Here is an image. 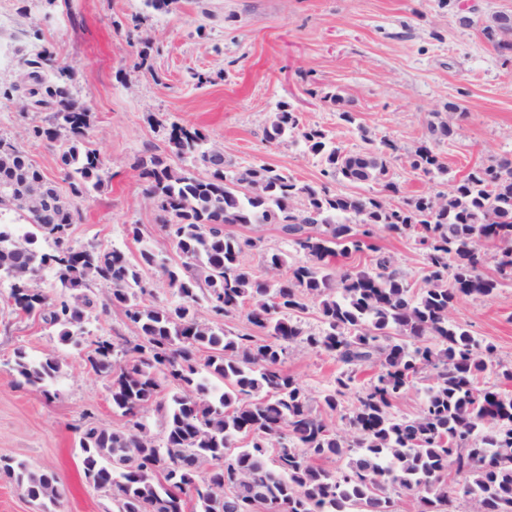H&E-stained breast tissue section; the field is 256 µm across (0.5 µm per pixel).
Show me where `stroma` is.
Wrapping results in <instances>:
<instances>
[{"instance_id": "stroma-1", "label": "stroma", "mask_w": 512, "mask_h": 512, "mask_svg": "<svg viewBox=\"0 0 512 512\" xmlns=\"http://www.w3.org/2000/svg\"><path fill=\"white\" fill-rule=\"evenodd\" d=\"M473 23H458L462 14ZM498 14L512 15V0H176L156 11L146 0H0V137L22 145L54 182H62L57 148L31 138L49 113L28 108L20 95L4 96L23 58L49 47L74 73L73 93L90 109V147L106 162L100 188L78 206L71 228L79 247L117 248L138 259L153 244L157 261H177L144 197L140 158L165 151L159 120L202 127L210 147L223 152L228 169L267 165L303 184L333 193L381 194L376 183L327 180L321 159L298 139L267 142L265 130L280 106L301 125L322 128L346 150L361 132L399 147L392 176L400 187L394 203L444 194L473 167L512 156V53L493 47L482 29ZM147 60H140L143 45ZM208 75L199 83V75ZM340 95L336 105L332 95ZM354 113V123L340 110ZM452 121L451 139L433 148L447 167L426 175L410 168L408 155L429 123ZM139 235H132L131 226ZM230 233L259 240L245 261L264 273L265 251H290L275 224H233ZM370 250L332 258L343 270L368 265L373 250L420 287L425 251L414 239L376 230ZM11 284L0 282V458L53 472L62 493L58 512H117L86 479L75 429L91 421L116 429L123 417L112 408L109 382L86 362L87 344H65L42 320L17 310ZM98 306L90 312L93 334L135 340L120 314L102 313L108 290L94 284ZM452 320L480 343L494 344L501 364L512 366V283L484 298H461ZM53 354L63 374L50 395L20 386L10 372L17 350ZM285 368L312 400L331 387L343 366L327 353L290 348Z\"/></svg>"}]
</instances>
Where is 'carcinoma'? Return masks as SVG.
Returning <instances> with one entry per match:
<instances>
[{"instance_id":"cac0c4a2","label":"carcinoma","mask_w":512,"mask_h":512,"mask_svg":"<svg viewBox=\"0 0 512 512\" xmlns=\"http://www.w3.org/2000/svg\"><path fill=\"white\" fill-rule=\"evenodd\" d=\"M484 35L512 49V16H495ZM23 65L24 80L3 94L20 92L34 110L52 114L51 125L33 127L31 136L58 146L67 190L21 145L0 137V211L18 213L31 227L20 235L0 222V270H30L24 288L11 291L13 304L39 314L63 343L87 334V314L96 307L88 288L96 282L108 287L102 312H120L138 331L133 344L99 336L87 354L91 370L109 381L112 409L125 424L77 428L84 474L118 512H184L189 501L195 512H395L393 492L411 498L416 512H459L463 502L475 512H512V393L481 385L493 370L512 383V367L497 370L495 345L480 344L451 318L460 298L486 297L512 281L511 157L472 170L434 201L418 195L396 205L388 200L399 193L391 173L399 147L391 139L364 134L366 146L348 151L331 145L322 129L300 126L284 106L265 130L270 143L300 137L322 157L327 177L382 185L384 194L366 196L302 184L266 165L229 171L203 129L173 122L167 157L139 161L146 197L180 257L161 266L177 300L153 304V250L133 262L116 249L72 244L78 200L101 187L106 163L86 146L91 113L71 92V69L47 48ZM428 132L434 142L454 135L446 121ZM187 155L204 174L168 162ZM409 163L425 175L445 169L429 141ZM36 181L45 201L30 209L23 195ZM227 224H278L303 260L281 277L282 254L268 252L262 277L243 263L258 240L227 232ZM376 226L424 247V287L414 289L383 253L369 267H331L330 258L363 251ZM40 238L51 240L54 252L39 253ZM490 263L499 278L485 275ZM47 265L60 288L56 296L37 284ZM309 299L319 301L317 332L301 320ZM246 305L249 322L264 335L224 330V317ZM292 345L347 366L319 400L332 412L359 369L376 370L345 416L346 432L330 429L284 369ZM11 372L48 395L62 366L53 355L19 349ZM418 380L420 411L395 416L394 401ZM149 407L161 419L159 444L144 419ZM313 458L347 463L330 470ZM0 471L26 497L43 501L45 512L61 497L52 472L13 459L0 460Z\"/></svg>"}]
</instances>
